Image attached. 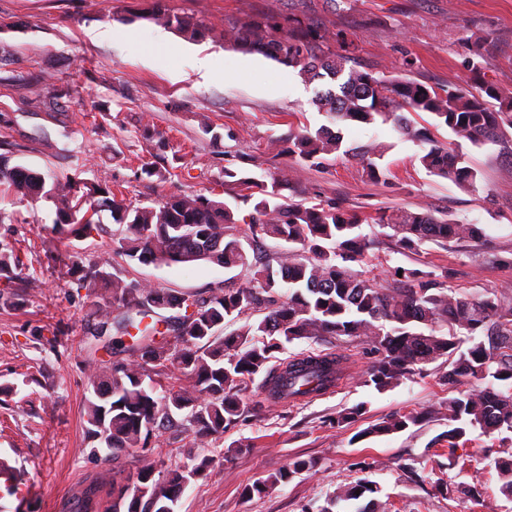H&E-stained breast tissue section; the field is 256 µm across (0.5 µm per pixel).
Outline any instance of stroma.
Returning <instances> with one entry per match:
<instances>
[{
	"label": "stroma",
	"instance_id": "obj_1",
	"mask_svg": "<svg viewBox=\"0 0 512 512\" xmlns=\"http://www.w3.org/2000/svg\"><path fill=\"white\" fill-rule=\"evenodd\" d=\"M178 12L232 22L250 15L279 21L296 17L313 25L326 46L338 39L354 46L359 64L379 72L414 59L410 78L469 88L473 59L487 80L512 91V0H168ZM152 0H0V153L12 163L122 191L131 201H158L173 193H208L232 153H247L249 173L269 179L287 170V195L315 196L369 216L396 209L433 210L481 225L483 244L427 242L403 252L386 229L365 223L369 260L358 270L392 287L396 272L419 268L444 274L446 287L462 294L512 297V135L480 146L463 143L469 165L480 170L476 190L428 175L418 161L422 144L392 124L343 126L344 141H377L386 150L380 167L386 182L368 180L358 160L329 156L316 168L274 155L271 137L298 128L330 125L314 105L317 92L335 87L331 77L303 82L297 70L258 54L224 48L219 36L195 42L170 34L156 43L159 24L149 21ZM107 28L108 40L91 39ZM216 56L211 77L195 72L198 52ZM157 138L144 140V128ZM164 158L185 175L161 182L141 172L143 162ZM0 208L12 213L0 223V241L22 250L41 286L13 308H0V458L14 467L17 493L0 483V512H70L89 484L112 486V466L95 453L85 434L90 393L86 353L79 341L91 330L88 289L70 282L72 253L94 261L111 259L126 277L197 298L248 281L242 268L196 262L131 265L113 256L120 233L110 211H101L97 231L85 239L59 233L46 202H16L0 186ZM346 355L344 382L335 391L282 404L261 380L242 392L246 418L209 444L192 435L163 431L146 447L131 448L119 466L135 472L144 461L157 472L188 454L210 466L191 479L175 512H320L339 488L361 479L377 482L387 512H512L500 491L493 460L501 436L472 434L481 454L467 469L450 466L444 419L382 437L362 429L396 412H423L448 398L439 379L442 362L425 365L385 392L363 386L371 358L362 342L338 343ZM362 406L354 424L333 425L336 413ZM314 459L315 467L268 494L245 497L243 489L292 460ZM418 462V480L398 465ZM370 469H360L361 461ZM452 478L458 493L446 498L435 482Z\"/></svg>",
	"mask_w": 512,
	"mask_h": 512
}]
</instances>
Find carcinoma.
I'll use <instances>...</instances> for the list:
<instances>
[{
	"mask_svg": "<svg viewBox=\"0 0 512 512\" xmlns=\"http://www.w3.org/2000/svg\"><path fill=\"white\" fill-rule=\"evenodd\" d=\"M148 19L192 40L217 32L232 49L296 69L308 83L325 73L343 78L338 90L317 93L313 103L319 110L338 125L391 122L404 136L429 142L430 148L419 156L421 166L467 191L475 190L479 171L458 151L434 140L427 128L416 127L407 114L430 113L457 141L472 145L512 129V91L486 80L477 67L472 69L473 91L435 86L360 68L351 63L347 50H324L322 35L299 20L279 27L265 16H248L226 26L175 12L167 0H154ZM271 144L279 153L315 167L338 152L352 155L361 160L369 181L386 180V171L378 165L384 156L381 144L346 148L342 132L327 126L291 131L288 138L276 137ZM142 173L161 181L183 176L174 167L162 170L152 161L142 165ZM2 184L21 199L50 203L54 225L69 226L78 238L96 229L98 209H112L113 221L121 226L114 253L129 262L208 261L251 273L249 284L221 289L199 301L114 274L107 259L87 264L78 253L70 256V281L81 288L100 287V297L112 299L110 306L92 301L94 327L85 341L91 353L87 366L93 394L87 400L85 430L108 461L119 463L128 449L146 446L152 435L168 427L190 431L203 443L224 434L245 413L240 395L260 374L272 397L321 394L339 377L344 356L331 351L288 360L277 357L298 340L364 342L374 360L362 383L378 392L397 386L421 365L448 361V370L439 376L452 393L448 400L423 414L382 418L361 430L360 438L401 432L436 415L452 425L447 438L454 456L474 430L486 435L512 432V299L457 293L441 287L435 273L418 268L402 270L399 286L381 288L352 268L367 260L370 241L359 232L364 222L392 231L390 237L403 250L426 241L478 244L484 239L478 224L408 209L362 218L335 202H292L282 195L288 186L286 172L266 182L230 166L224 167L220 185L246 190L242 202L252 203V211L242 216L203 194L171 195L151 205L126 203L107 186L46 176L0 153ZM243 224L255 236L276 238L290 247L254 267L243 246ZM0 279L22 288L37 283L25 272L19 250L2 241ZM114 305L122 309L121 315L112 316ZM176 309L178 315L161 319L166 330L175 333V343L155 340L163 332L154 321L142 324L143 319L151 310ZM256 312L264 317L253 321ZM227 320L241 326L223 336L219 330ZM439 325L448 332L437 334ZM130 327L138 329L135 359L96 358L100 343L113 354L122 352ZM176 372L184 378L178 384L172 382ZM163 379L170 383L161 384ZM209 464L208 458L192 457L189 464L177 465L157 479L152 463L146 462L122 481H112V501L106 505L99 498V486H87L73 512H174L183 488ZM495 464L502 475L501 491L512 498V455ZM313 467L311 460L296 459L243 493L250 498L264 495ZM378 492L375 482L360 480L329 498L321 512H335L340 502L362 498L368 502L356 512H376L381 507Z\"/></svg>",
	"mask_w": 512,
	"mask_h": 512,
	"instance_id": "carcinoma-1",
	"label": "carcinoma"
}]
</instances>
